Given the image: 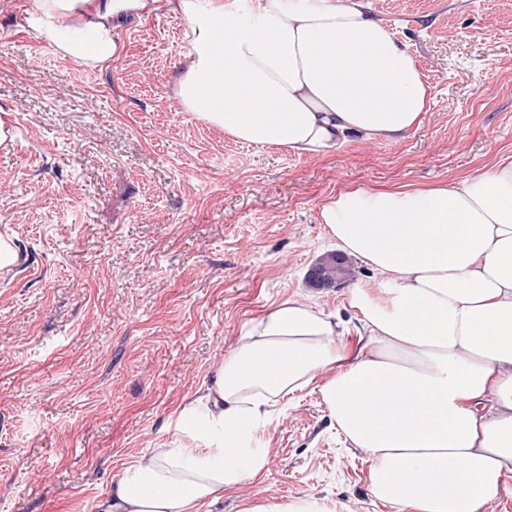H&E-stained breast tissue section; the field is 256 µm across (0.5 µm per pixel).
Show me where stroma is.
Here are the masks:
<instances>
[{
	"label": "stroma",
	"instance_id": "obj_1",
	"mask_svg": "<svg viewBox=\"0 0 512 512\" xmlns=\"http://www.w3.org/2000/svg\"><path fill=\"white\" fill-rule=\"evenodd\" d=\"M416 58L431 99L396 142L352 139L326 157L240 144L184 111L190 50L168 0L126 21L122 54L91 67L0 0V233L23 262L0 277V512H98L125 469L171 437L184 399L251 321L302 296L358 339L348 302L306 274L335 245L322 205L351 186L451 185L512 153V0H370ZM270 463L225 493L330 498L391 512L364 453L316 387L259 438Z\"/></svg>",
	"mask_w": 512,
	"mask_h": 512
}]
</instances>
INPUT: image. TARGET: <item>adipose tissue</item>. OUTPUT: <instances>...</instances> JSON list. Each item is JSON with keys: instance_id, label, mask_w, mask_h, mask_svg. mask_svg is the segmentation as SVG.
Wrapping results in <instances>:
<instances>
[{"instance_id": "obj_1", "label": "adipose tissue", "mask_w": 512, "mask_h": 512, "mask_svg": "<svg viewBox=\"0 0 512 512\" xmlns=\"http://www.w3.org/2000/svg\"><path fill=\"white\" fill-rule=\"evenodd\" d=\"M154 2L31 0L25 23L63 56L104 65L123 49L121 22ZM169 3L192 46L176 99L239 142L317 157L353 136L398 140L430 109L416 59L367 0ZM320 222L375 274L349 296L364 346L339 338L334 314L281 300L99 512L222 502L268 466L260 435L313 384L365 453L374 499L392 512H487L512 475V154L452 185L342 190Z\"/></svg>"}]
</instances>
